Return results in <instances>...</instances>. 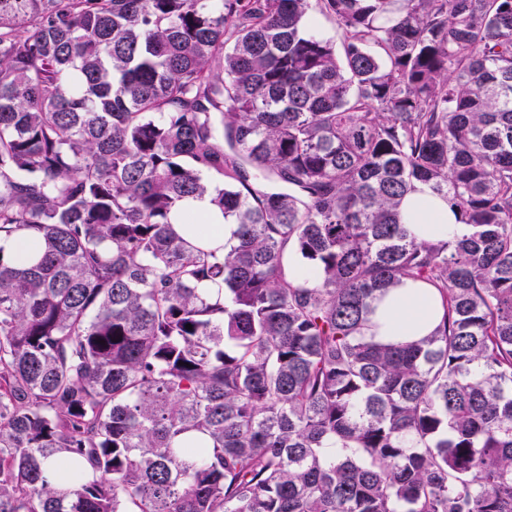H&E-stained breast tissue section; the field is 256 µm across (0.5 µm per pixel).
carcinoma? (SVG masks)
Masks as SVG:
<instances>
[{"label": "carcinoma", "instance_id": "obj_1", "mask_svg": "<svg viewBox=\"0 0 512 512\" xmlns=\"http://www.w3.org/2000/svg\"><path fill=\"white\" fill-rule=\"evenodd\" d=\"M417 182L464 235L408 232ZM206 195L220 254L171 226ZM30 236L0 512H512V0H0V237ZM405 280L441 322L377 342Z\"/></svg>", "mask_w": 512, "mask_h": 512}]
</instances>
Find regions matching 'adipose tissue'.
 Masks as SVG:
<instances>
[{
  "label": "adipose tissue",
  "instance_id": "1",
  "mask_svg": "<svg viewBox=\"0 0 512 512\" xmlns=\"http://www.w3.org/2000/svg\"><path fill=\"white\" fill-rule=\"evenodd\" d=\"M402 212L408 230L421 240H444L464 231L447 201L424 184L405 198ZM172 223L175 232L195 246L235 242L238 231L237 225L225 222L206 196L186 201L182 211L173 215ZM373 308L370 334L382 343H403L427 335L442 314L437 289L412 281L377 296Z\"/></svg>",
  "mask_w": 512,
  "mask_h": 512
}]
</instances>
